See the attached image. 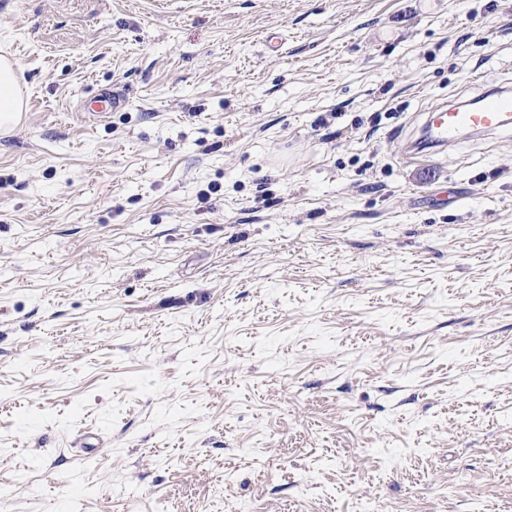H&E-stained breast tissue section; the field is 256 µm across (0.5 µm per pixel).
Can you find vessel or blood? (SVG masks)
<instances>
[{
  "mask_svg": "<svg viewBox=\"0 0 512 512\" xmlns=\"http://www.w3.org/2000/svg\"><path fill=\"white\" fill-rule=\"evenodd\" d=\"M431 132L426 144L432 150L444 149L461 130L500 133L512 129V89H488L470 101L446 104L429 115Z\"/></svg>",
  "mask_w": 512,
  "mask_h": 512,
  "instance_id": "vessel-or-blood-1",
  "label": "vessel or blood"
}]
</instances>
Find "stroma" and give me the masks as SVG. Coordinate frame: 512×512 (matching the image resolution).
Instances as JSON below:
<instances>
[{
    "label": "stroma",
    "mask_w": 512,
    "mask_h": 512,
    "mask_svg": "<svg viewBox=\"0 0 512 512\" xmlns=\"http://www.w3.org/2000/svg\"><path fill=\"white\" fill-rule=\"evenodd\" d=\"M1 56L8 512H512V135L408 152L512 0H0ZM23 111V97L17 81L14 63L0 57V118L7 124L18 121ZM95 106L92 109H85L89 115L95 117H106L110 112H114L125 103V99L122 95L111 90L107 93L100 94L95 100Z\"/></svg>",
    "instance_id": "obj_1"
}]
</instances>
